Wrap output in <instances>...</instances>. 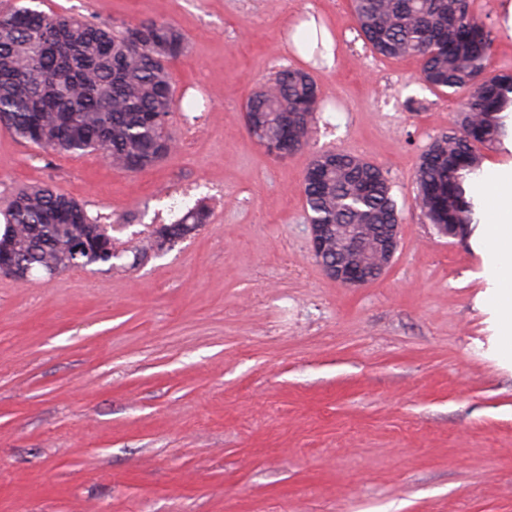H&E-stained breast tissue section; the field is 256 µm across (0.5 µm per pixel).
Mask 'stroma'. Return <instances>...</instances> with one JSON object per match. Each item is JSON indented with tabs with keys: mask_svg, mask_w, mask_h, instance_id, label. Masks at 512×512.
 Returning a JSON list of instances; mask_svg holds the SVG:
<instances>
[{
	"mask_svg": "<svg viewBox=\"0 0 512 512\" xmlns=\"http://www.w3.org/2000/svg\"><path fill=\"white\" fill-rule=\"evenodd\" d=\"M120 29L167 22L176 149L126 171L43 152L0 125V211L49 185L110 225L112 269L0 274V512H512V361L478 247L413 204L460 94L417 58L366 47L351 0H0ZM512 74V0H469ZM314 15L335 65L292 44ZM308 71L319 110L279 158L248 133L249 96ZM335 150L378 165L400 213L379 279L345 287L310 244L303 179ZM205 206L192 237L138 261L159 224Z\"/></svg>",
	"mask_w": 512,
	"mask_h": 512,
	"instance_id": "stroma-1",
	"label": "stroma"
}]
</instances>
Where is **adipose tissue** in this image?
Here are the masks:
<instances>
[{
  "mask_svg": "<svg viewBox=\"0 0 512 512\" xmlns=\"http://www.w3.org/2000/svg\"><path fill=\"white\" fill-rule=\"evenodd\" d=\"M485 201L483 236L489 296L498 318V339L504 358L512 357V169H489L480 186Z\"/></svg>",
  "mask_w": 512,
  "mask_h": 512,
  "instance_id": "ef3b65f1",
  "label": "adipose tissue"
}]
</instances>
